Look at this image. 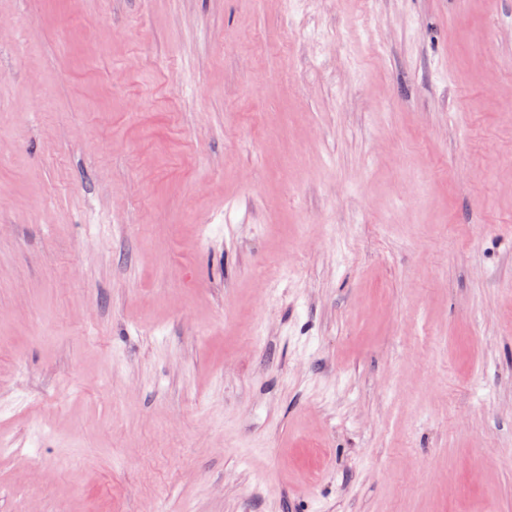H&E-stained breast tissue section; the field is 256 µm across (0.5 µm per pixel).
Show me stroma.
<instances>
[{
  "label": "stroma",
  "mask_w": 512,
  "mask_h": 512,
  "mask_svg": "<svg viewBox=\"0 0 512 512\" xmlns=\"http://www.w3.org/2000/svg\"><path fill=\"white\" fill-rule=\"evenodd\" d=\"M187 507L512 512V0H0V512Z\"/></svg>",
  "instance_id": "obj_1"
}]
</instances>
